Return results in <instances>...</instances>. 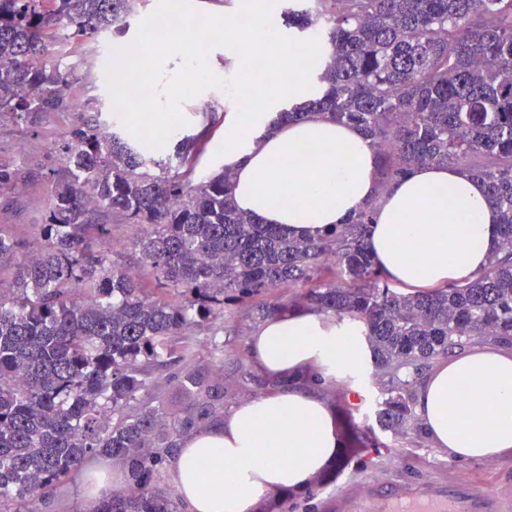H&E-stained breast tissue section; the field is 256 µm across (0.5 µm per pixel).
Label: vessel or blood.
<instances>
[{
	"instance_id": "1",
	"label": "vessel or blood",
	"mask_w": 512,
	"mask_h": 512,
	"mask_svg": "<svg viewBox=\"0 0 512 512\" xmlns=\"http://www.w3.org/2000/svg\"><path fill=\"white\" fill-rule=\"evenodd\" d=\"M329 506L332 512H512V498L452 476L372 486L362 494L339 492Z\"/></svg>"
}]
</instances>
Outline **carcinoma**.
<instances>
[{
    "mask_svg": "<svg viewBox=\"0 0 512 512\" xmlns=\"http://www.w3.org/2000/svg\"><path fill=\"white\" fill-rule=\"evenodd\" d=\"M146 0H0V130L24 135L70 114L65 144L42 174L52 203L35 242L0 226V512L31 504L95 457L121 463L126 486L96 512H180L158 485L190 433L224 421L244 384L272 390L244 363L224 375V347L203 365L196 327L293 306L368 327L387 376L380 426L415 424L416 382L468 344L512 345V0H290L288 27L320 41L315 94L278 120L353 125L377 149L381 189L423 164L484 181L498 208L499 251L475 280L396 291L367 236L376 204L318 236L258 224L233 199L232 176L196 171L214 121L157 160L103 111L98 73L72 60L90 37L120 35ZM80 83L85 99L73 107ZM37 177L0 163V194ZM135 227L140 273L112 259V229ZM336 266L338 280L322 277ZM181 403L153 390L171 365ZM347 455L376 451L351 427Z\"/></svg>",
    "mask_w": 512,
    "mask_h": 512,
    "instance_id": "carcinoma-1",
    "label": "carcinoma"
}]
</instances>
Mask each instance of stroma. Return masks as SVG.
I'll return each instance as SVG.
<instances>
[{
	"mask_svg": "<svg viewBox=\"0 0 512 512\" xmlns=\"http://www.w3.org/2000/svg\"><path fill=\"white\" fill-rule=\"evenodd\" d=\"M214 107L217 124L201 155L200 168L214 170L223 163L225 113L237 112L241 101L225 96L223 88L212 87L203 91L201 98L187 101L182 112L187 118L181 134H194L201 128L198 112L201 102ZM65 118L39 128L36 134L27 137L0 135V158L13 159L17 163L41 170L50 165L51 159L62 144ZM10 204L0 205V225L17 237L29 238L34 225L43 223L49 206V198L43 181L35 180L19 186L10 195ZM259 323L248 320L225 325L216 329L206 324L197 328L196 334L202 343L218 338L224 343V367L234 369L238 360L247 359V339L258 328ZM326 397L336 411L341 423H352L362 427L376 426L378 405L382 400L376 371L367 368L360 377H347L336 381L325 389ZM385 447L370 457L349 456L342 459L328 476L319 478L313 493L296 492L290 502L292 512H325L324 501L328 494L341 489L357 490L371 481H398L404 484L428 476L440 479L454 473L476 483L479 487L512 493V456L492 462H449L445 453L433 448L427 436L419 429L399 434L380 432ZM86 487L85 475L64 480L55 485L46 496L36 499L35 512H82V494Z\"/></svg>",
	"mask_w": 512,
	"mask_h": 512,
	"instance_id": "obj_1",
	"label": "stroma"
}]
</instances>
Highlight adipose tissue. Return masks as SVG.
<instances>
[{
	"label": "adipose tissue",
	"instance_id": "obj_1",
	"mask_svg": "<svg viewBox=\"0 0 512 512\" xmlns=\"http://www.w3.org/2000/svg\"><path fill=\"white\" fill-rule=\"evenodd\" d=\"M225 55L261 65L260 78L224 80L225 95L247 103L224 115V167L241 211L300 237L345 223L373 200L368 243L387 280L423 289L482 274L499 237L498 212L480 180L424 165L380 189L377 151L355 127L322 117L276 120L284 104L310 98L317 50L267 41L252 27L226 37ZM248 352L260 375L288 385L237 404L223 424L184 439L169 476L185 512H260L336 460V412L321 390L366 366L363 320L297 307L268 317ZM415 410L449 461L512 454V353L489 342L442 358L418 384Z\"/></svg>",
	"mask_w": 512,
	"mask_h": 512
}]
</instances>
